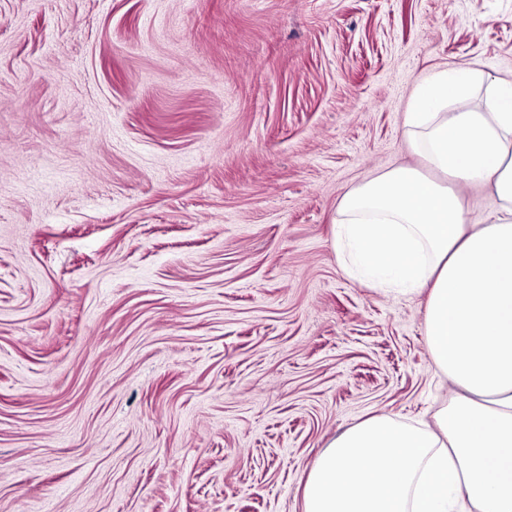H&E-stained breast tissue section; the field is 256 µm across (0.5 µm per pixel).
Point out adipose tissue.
I'll list each match as a JSON object with an SVG mask.
<instances>
[{
    "mask_svg": "<svg viewBox=\"0 0 512 512\" xmlns=\"http://www.w3.org/2000/svg\"><path fill=\"white\" fill-rule=\"evenodd\" d=\"M406 132L445 186L411 167L339 206L333 245L373 288L428 289L425 342L453 395L417 424L377 414L317 456L303 512H512V80L436 72ZM490 183L488 224L467 225L458 187Z\"/></svg>",
    "mask_w": 512,
    "mask_h": 512,
    "instance_id": "1",
    "label": "adipose tissue"
}]
</instances>
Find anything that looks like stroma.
<instances>
[{
    "label": "stroma",
    "instance_id": "35a3bbf8",
    "mask_svg": "<svg viewBox=\"0 0 512 512\" xmlns=\"http://www.w3.org/2000/svg\"><path fill=\"white\" fill-rule=\"evenodd\" d=\"M461 66L512 79V0H0V512H302L430 418L427 293L333 224Z\"/></svg>",
    "mask_w": 512,
    "mask_h": 512
}]
</instances>
